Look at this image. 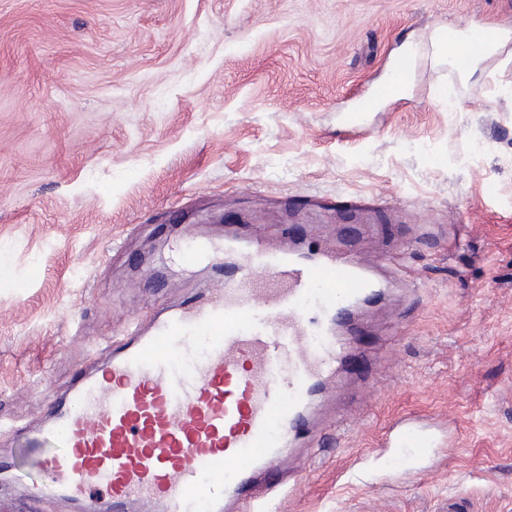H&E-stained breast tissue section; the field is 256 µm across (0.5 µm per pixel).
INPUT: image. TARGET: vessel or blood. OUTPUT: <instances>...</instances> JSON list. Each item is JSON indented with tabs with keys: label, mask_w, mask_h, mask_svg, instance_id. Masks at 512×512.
<instances>
[{
	"label": "vessel or blood",
	"mask_w": 512,
	"mask_h": 512,
	"mask_svg": "<svg viewBox=\"0 0 512 512\" xmlns=\"http://www.w3.org/2000/svg\"><path fill=\"white\" fill-rule=\"evenodd\" d=\"M412 65L395 59L352 122L397 96ZM177 260L211 266L217 285L131 324L108 342L101 369L44 396L35 420L5 426L42 474L19 512L56 497L78 512H260L288 484L285 450L312 432L311 401L345 361L357 307L384 297L380 267L192 224ZM425 441L421 426L397 422L383 444Z\"/></svg>",
	"instance_id": "b4317fda"
}]
</instances>
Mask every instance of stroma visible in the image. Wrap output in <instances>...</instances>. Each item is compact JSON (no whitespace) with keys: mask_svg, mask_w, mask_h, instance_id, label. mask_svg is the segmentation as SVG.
Returning a JSON list of instances; mask_svg holds the SVG:
<instances>
[{"mask_svg":"<svg viewBox=\"0 0 512 512\" xmlns=\"http://www.w3.org/2000/svg\"><path fill=\"white\" fill-rule=\"evenodd\" d=\"M475 21L512 30V0H0V419L210 282L179 207L402 277L267 512H512V39L466 82L432 55ZM408 43L403 94L349 126ZM401 418L423 458L379 448Z\"/></svg>","mask_w":512,"mask_h":512,"instance_id":"1","label":"stroma"}]
</instances>
